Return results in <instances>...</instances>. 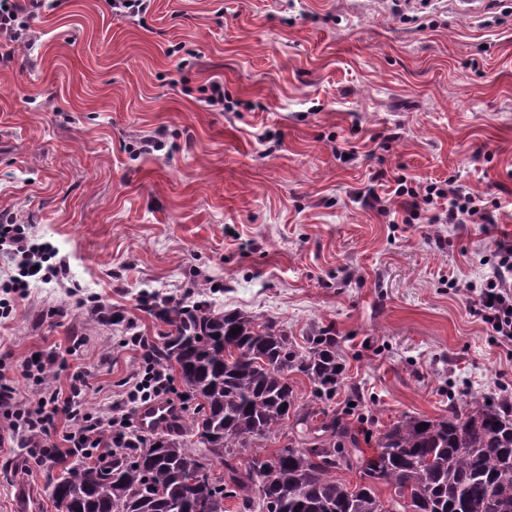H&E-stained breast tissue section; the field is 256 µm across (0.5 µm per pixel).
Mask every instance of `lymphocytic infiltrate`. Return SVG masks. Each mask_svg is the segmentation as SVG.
Here are the masks:
<instances>
[{"label":"lymphocytic infiltrate","instance_id":"lymphocytic-infiltrate-1","mask_svg":"<svg viewBox=\"0 0 512 512\" xmlns=\"http://www.w3.org/2000/svg\"><path fill=\"white\" fill-rule=\"evenodd\" d=\"M61 0H0V64L12 61L16 46L33 47L31 34L33 19L46 10L60 6ZM394 194L407 198L413 216H420L423 206L434 200L447 201L441 213L431 215L434 224H490L494 216L466 186L455 183L430 182L419 185L398 177ZM10 258L17 269L5 285L6 292L27 287L29 278L52 280L58 268L51 262L55 251L46 244L31 243L29 228L14 223L0 214V254ZM471 294V311L489 324L502 340L512 341V245H500L496 260L480 289L470 284L460 286ZM64 366L57 356L40 359L37 365V383L40 393L32 399H20L13 385L0 382V416L7 419L10 439H21L31 454L50 453L57 460L65 452H78L86 458L102 455L106 450L126 446L133 424L126 410L127 405H147L169 402L174 392L172 374L165 368L152 364L148 355H141L138 367L126 381L127 388L117 402L112 416L104 418L82 408L83 393L87 382L82 375L72 374L67 385L58 379ZM68 426L63 436V449L47 448V438L58 420Z\"/></svg>","mask_w":512,"mask_h":512}]
</instances>
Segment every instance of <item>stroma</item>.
Segmentation results:
<instances>
[{"label":"stroma","mask_w":512,"mask_h":512,"mask_svg":"<svg viewBox=\"0 0 512 512\" xmlns=\"http://www.w3.org/2000/svg\"><path fill=\"white\" fill-rule=\"evenodd\" d=\"M33 28L0 67V212L65 269L0 319L20 396L52 353L110 416L139 364L130 336L166 329L141 301L199 290L295 337L333 326L336 401L357 393L373 417L368 454L403 415L512 393V345L451 286L480 285L512 243V0H151L142 25L62 0ZM212 80L220 111L198 91ZM159 130L164 148L141 153ZM401 175L457 179L496 221H405ZM64 469L0 447V512L22 484L57 512Z\"/></svg>","instance_id":"35a3bbf8"}]
</instances>
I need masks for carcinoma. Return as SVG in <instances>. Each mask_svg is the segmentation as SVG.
Listing matches in <instances>:
<instances>
[{
	"label": "carcinoma",
	"mask_w": 512,
	"mask_h": 512,
	"mask_svg": "<svg viewBox=\"0 0 512 512\" xmlns=\"http://www.w3.org/2000/svg\"><path fill=\"white\" fill-rule=\"evenodd\" d=\"M143 306L169 326L148 349L178 370L186 430L77 459L50 484L60 512H512L511 395L452 403L439 417L404 415L377 432L366 458L331 407L345 372L332 326L298 341L271 319L195 297ZM295 373L312 385L306 407ZM268 440L282 447L241 457Z\"/></svg>",
	"instance_id": "carcinoma-1"
}]
</instances>
